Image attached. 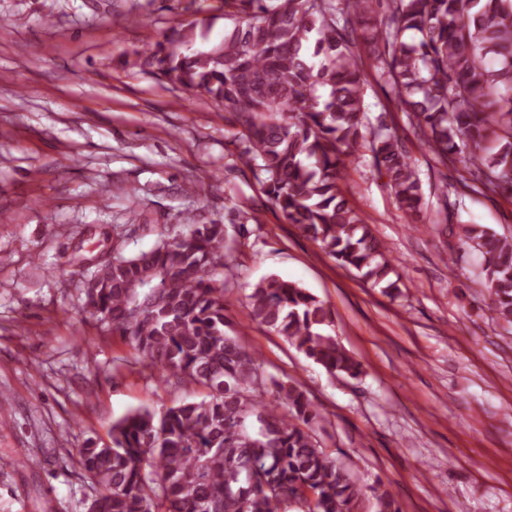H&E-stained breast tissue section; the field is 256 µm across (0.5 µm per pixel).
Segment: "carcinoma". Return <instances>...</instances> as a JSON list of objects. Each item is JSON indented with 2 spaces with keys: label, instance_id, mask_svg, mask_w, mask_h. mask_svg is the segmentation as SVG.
<instances>
[{
  "label": "carcinoma",
  "instance_id": "cac0c4a2",
  "mask_svg": "<svg viewBox=\"0 0 512 512\" xmlns=\"http://www.w3.org/2000/svg\"><path fill=\"white\" fill-rule=\"evenodd\" d=\"M224 18L233 26L216 44L193 48L196 30L212 24L204 17L121 62L233 113L272 204L364 282L400 293L387 249L343 193L347 162L368 149L402 210L417 215L423 202L398 137L369 126L358 47L438 162L454 159L462 181L512 197V0H224ZM181 222L185 231L153 248L98 264L82 310L165 383L208 394L129 412L110 443L78 449L89 508L362 512L364 488L321 447L322 415L306 392L225 332L224 267L235 247L224 225L189 214ZM460 232L478 251L490 311L512 325V235L484 224ZM248 299L255 322L329 375L362 373L333 334L331 308L307 289L271 275ZM370 491L374 512H401L388 487Z\"/></svg>",
  "mask_w": 512,
  "mask_h": 512
}]
</instances>
